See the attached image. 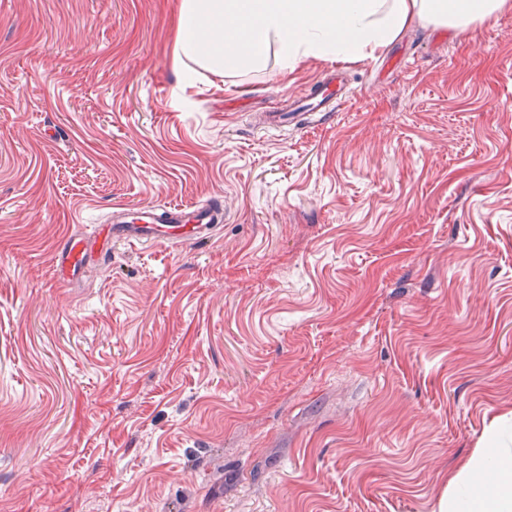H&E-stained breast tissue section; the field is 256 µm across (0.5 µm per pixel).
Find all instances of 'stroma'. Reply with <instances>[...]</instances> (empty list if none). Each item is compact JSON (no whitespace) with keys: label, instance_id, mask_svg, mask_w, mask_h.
Returning a JSON list of instances; mask_svg holds the SVG:
<instances>
[{"label":"stroma","instance_id":"stroma-1","mask_svg":"<svg viewBox=\"0 0 512 512\" xmlns=\"http://www.w3.org/2000/svg\"><path fill=\"white\" fill-rule=\"evenodd\" d=\"M180 0H0V512H440L512 418V10L187 80ZM222 201L203 243H57ZM341 81V77L336 74H330L319 80L314 86V91L309 95L305 107L313 111L319 105L326 107L333 103V110H335L340 105L342 99L336 97L335 85L340 84ZM319 97V102L315 104V100Z\"/></svg>","mask_w":512,"mask_h":512}]
</instances>
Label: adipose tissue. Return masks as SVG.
<instances>
[{"instance_id": "ef3b65f1", "label": "adipose tissue", "mask_w": 512, "mask_h": 512, "mask_svg": "<svg viewBox=\"0 0 512 512\" xmlns=\"http://www.w3.org/2000/svg\"><path fill=\"white\" fill-rule=\"evenodd\" d=\"M512 9V0H180L176 69L228 75L275 58L354 61L385 48L413 22L463 30ZM478 450L448 478V512H512V452Z\"/></svg>"}]
</instances>
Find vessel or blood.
Returning a JSON list of instances; mask_svg holds the SVG:
<instances>
[{"label":"vessel or blood","instance_id":"1","mask_svg":"<svg viewBox=\"0 0 512 512\" xmlns=\"http://www.w3.org/2000/svg\"><path fill=\"white\" fill-rule=\"evenodd\" d=\"M339 75L331 74L319 80L314 88L308 109L336 102L335 87ZM224 211L216 205L164 204L141 206L133 210L113 208L107 224L113 238L132 246L141 244L180 245L185 242L208 240L217 224L223 223ZM97 234L68 236L62 239L53 254V271L62 282L82 276L90 261L102 259Z\"/></svg>","mask_w":512,"mask_h":512}]
</instances>
